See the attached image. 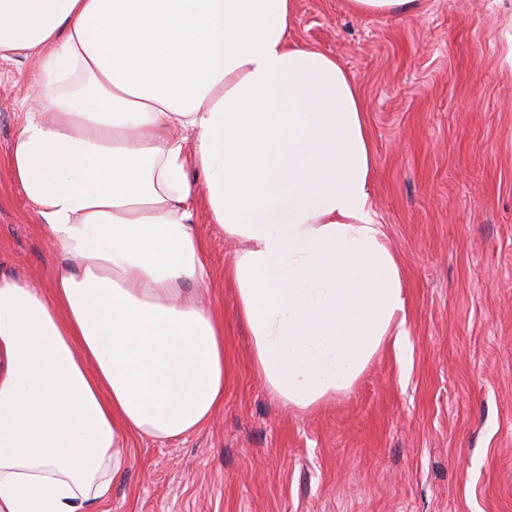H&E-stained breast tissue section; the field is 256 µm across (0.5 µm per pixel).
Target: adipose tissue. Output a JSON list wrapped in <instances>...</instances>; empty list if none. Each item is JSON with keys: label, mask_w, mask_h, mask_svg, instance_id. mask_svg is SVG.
Returning a JSON list of instances; mask_svg holds the SVG:
<instances>
[{"label": "adipose tissue", "mask_w": 512, "mask_h": 512, "mask_svg": "<svg viewBox=\"0 0 512 512\" xmlns=\"http://www.w3.org/2000/svg\"><path fill=\"white\" fill-rule=\"evenodd\" d=\"M294 3L0 0V59L40 71L9 170L63 256L47 295L0 274V512H86L132 437H184L223 406L224 324L185 292L207 276L197 191L285 405L406 346L364 106L334 56L291 40Z\"/></svg>", "instance_id": "ef3b65f1"}]
</instances>
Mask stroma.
<instances>
[{"label":"stroma","mask_w":512,"mask_h":512,"mask_svg":"<svg viewBox=\"0 0 512 512\" xmlns=\"http://www.w3.org/2000/svg\"><path fill=\"white\" fill-rule=\"evenodd\" d=\"M291 38L335 56L365 104L409 345L382 347L349 391L284 407L197 195L208 277L187 292L224 324V405L188 437L131 439L89 512H512V0H422L399 18L296 0ZM36 66L0 59V273L45 290L62 259L8 168Z\"/></svg>","instance_id":"1"}]
</instances>
